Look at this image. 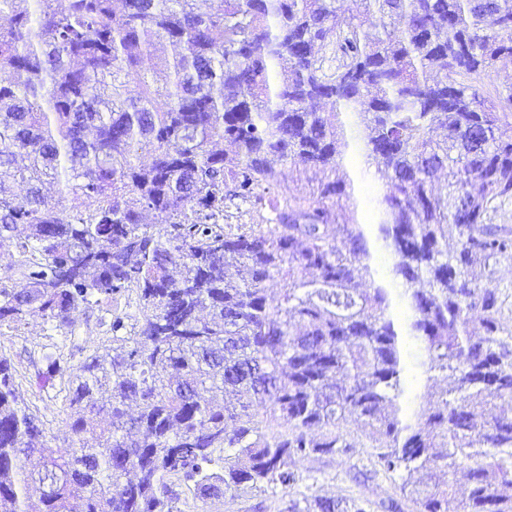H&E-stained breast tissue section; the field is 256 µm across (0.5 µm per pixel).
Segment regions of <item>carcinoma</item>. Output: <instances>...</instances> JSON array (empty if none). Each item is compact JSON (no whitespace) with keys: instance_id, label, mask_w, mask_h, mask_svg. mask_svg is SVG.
<instances>
[{"instance_id":"1","label":"carcinoma","mask_w":512,"mask_h":512,"mask_svg":"<svg viewBox=\"0 0 512 512\" xmlns=\"http://www.w3.org/2000/svg\"><path fill=\"white\" fill-rule=\"evenodd\" d=\"M360 2L0 0V323L67 331L133 291L141 314L127 337L112 314L115 345L70 376L68 448L34 446L0 357V512L287 489L360 445L352 422L414 512H448L460 473L458 512H512V326L487 271L512 258L489 222L512 198V86H478L512 57V0ZM352 144L384 178L374 224Z\"/></svg>"}]
</instances>
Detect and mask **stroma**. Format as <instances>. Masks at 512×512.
<instances>
[{
	"mask_svg": "<svg viewBox=\"0 0 512 512\" xmlns=\"http://www.w3.org/2000/svg\"><path fill=\"white\" fill-rule=\"evenodd\" d=\"M347 171L359 190V217L372 223L375 216L372 199L380 188L374 161L363 152H351ZM126 315L128 324L140 318L135 296L129 295L114 304L102 303L80 309L75 314L72 332L63 336L40 316H31L17 328H0V356L6 357L14 371L18 392L41 424L43 439L53 447H65L72 435L59 415L68 392L69 373L94 350L111 346L110 321L113 312ZM59 358L62 370L55 375L46 372L48 357ZM375 451L354 449L348 457H311L297 465L299 481L294 488L277 493H263L258 498L227 496L201 502L183 495L182 512H250L255 502H262L265 512H288L290 500L305 496L360 498L379 506L399 495L398 483L392 476L374 470Z\"/></svg>",
	"mask_w": 512,
	"mask_h": 512,
	"instance_id": "35a3bbf8",
	"label": "stroma"
}]
</instances>
